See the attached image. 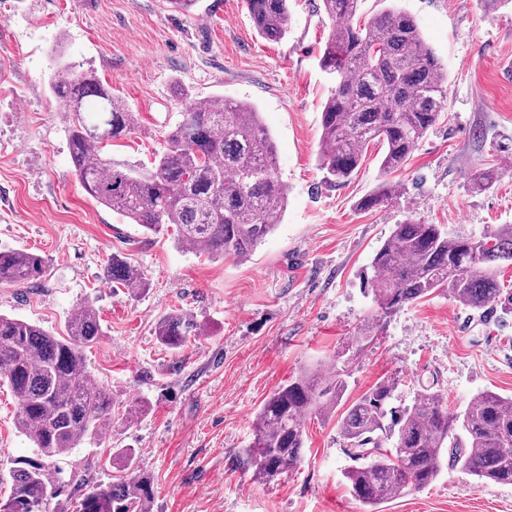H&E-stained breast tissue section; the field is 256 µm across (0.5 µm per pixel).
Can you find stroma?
<instances>
[{
    "mask_svg": "<svg viewBox=\"0 0 512 512\" xmlns=\"http://www.w3.org/2000/svg\"><path fill=\"white\" fill-rule=\"evenodd\" d=\"M320 0H289L287 35L255 30L242 0H0V250L45 258L34 288L0 287V314L54 336L83 302L100 311L103 335L86 348L94 385L112 394V426L54 460L60 491L49 512H75L72 476L112 481V452L132 448L152 476V512H361L344 472L352 464L336 417L305 421L304 460L269 483L243 462L255 413L279 385L306 368L347 370L346 402L382 381L393 403L411 404L425 386L454 412L473 395L512 397V316L478 313L435 294L383 315L362 284L395 224L414 215L450 235L512 224V5L479 0H365V17L384 7L415 18L448 71V110L392 175L369 148L358 173L328 185L317 165L329 82L318 66L330 22ZM94 70L137 112L143 130L114 141V161L150 165L179 90L257 106L272 133L287 211L244 262L195 255L174 225L153 235L92 201L76 181L66 119L49 83L58 58ZM501 177L475 193L472 173ZM403 194L373 210L359 200L385 179ZM119 257L141 272L138 295L112 287ZM183 312L201 327L170 351L156 322ZM16 400L0 385V501L10 467L37 450L15 426ZM382 512H512V485H486L442 465L425 489Z\"/></svg>",
    "mask_w": 512,
    "mask_h": 512,
    "instance_id": "1",
    "label": "stroma"
}]
</instances>
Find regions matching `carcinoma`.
<instances>
[{
	"label": "carcinoma",
	"mask_w": 512,
	"mask_h": 512,
	"mask_svg": "<svg viewBox=\"0 0 512 512\" xmlns=\"http://www.w3.org/2000/svg\"><path fill=\"white\" fill-rule=\"evenodd\" d=\"M289 0H245L258 33H288ZM331 30L319 65L330 84L321 112L318 165L327 181L356 174L369 146L382 151L380 168L400 170L428 131L448 111V72L410 15L386 9L362 19L364 0H321ZM66 114L73 173L96 203L157 233L173 224L178 240L198 256L244 261L271 233L288 204L273 139L256 106L221 98L200 104L181 93V119L163 136L149 167L112 161L111 141L140 129L137 113L100 83L94 72L66 64L50 83ZM498 170L470 177L476 192L491 189ZM404 185L385 181L359 202L370 210L400 196ZM512 264V225L479 236H451L438 224L408 218L377 250L364 282L383 314L437 292L470 310L488 306L512 315V289L498 280ZM45 259L0 250V286L24 288L45 273ZM107 279L140 293L146 278L112 259ZM198 324L184 314L160 318L158 341L185 346ZM99 312L85 302L64 338L20 318L0 315V381L17 401L16 425L49 459L67 454L112 426V396L89 382L84 350L100 340ZM343 374L305 370L279 385L256 412L251 442L242 449L252 476L269 482L302 461L305 419L336 413L346 392ZM394 386L379 383L338 420L339 433L359 464L345 472L350 495L364 512L420 490L438 476L443 459L485 484H512V398L483 391L464 411L451 413L443 394L425 387L405 407H393ZM134 449L121 448L109 485L76 481L79 512H152L154 484L134 467ZM8 499L0 512H48L59 492L48 467L21 459L10 468Z\"/></svg>",
	"instance_id": "carcinoma-1"
}]
</instances>
